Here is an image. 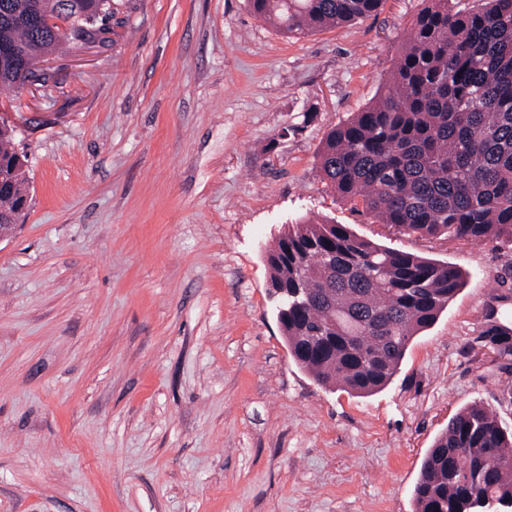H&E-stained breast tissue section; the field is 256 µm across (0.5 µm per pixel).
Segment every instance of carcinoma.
<instances>
[{"label":"carcinoma","instance_id":"carcinoma-1","mask_svg":"<svg viewBox=\"0 0 512 512\" xmlns=\"http://www.w3.org/2000/svg\"><path fill=\"white\" fill-rule=\"evenodd\" d=\"M0 0V90L39 78V64L90 37L112 0ZM287 36L336 28L384 0H249ZM325 187L353 209L420 237L512 245V0H425L391 85L318 151ZM26 157L0 123V209L26 194ZM288 289L283 320L293 362L357 396L387 386L410 343L463 286L456 266L365 239L345 224H293L267 255ZM474 341L504 359L512 331L487 323ZM416 512H495L512 502V431L495 410L455 413L425 456Z\"/></svg>","mask_w":512,"mask_h":512}]
</instances>
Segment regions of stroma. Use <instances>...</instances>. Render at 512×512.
<instances>
[{"label": "stroma", "mask_w": 512, "mask_h": 512, "mask_svg": "<svg viewBox=\"0 0 512 512\" xmlns=\"http://www.w3.org/2000/svg\"><path fill=\"white\" fill-rule=\"evenodd\" d=\"M422 0L289 37L249 0H115L106 34L0 93L28 207L0 239V512H415L461 408L512 429V247L391 235L320 182L319 147L384 90ZM326 219L466 284L357 397L290 358L266 256ZM487 321L489 323L478 333L474 341L480 345L493 348L501 358L509 361V357L512 356V329L493 324L495 322L491 321L489 314Z\"/></svg>", "instance_id": "stroma-1"}]
</instances>
